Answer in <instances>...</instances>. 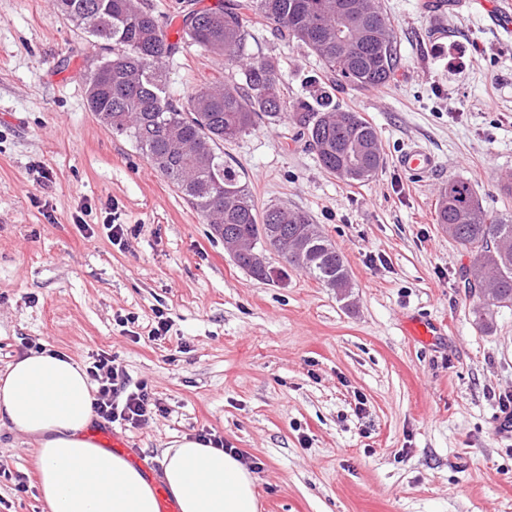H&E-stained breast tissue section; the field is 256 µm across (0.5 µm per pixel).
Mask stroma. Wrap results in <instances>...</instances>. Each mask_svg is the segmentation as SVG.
<instances>
[{"mask_svg":"<svg viewBox=\"0 0 512 512\" xmlns=\"http://www.w3.org/2000/svg\"><path fill=\"white\" fill-rule=\"evenodd\" d=\"M401 67L384 88L340 87L336 102L377 130L371 182L323 170L292 123L225 144L258 208L311 213L344 255L342 299L303 272L261 280L240 268L196 209L127 138L90 112L83 73L99 52L53 0H0V371L32 338L80 365L116 356L164 410L119 426L159 461L207 431L252 467L261 512H512V306L476 321L459 270L472 257L435 221L438 190L469 180L512 214V35L487 0H381ZM248 52L276 58L295 95L319 73L305 49L256 28ZM222 58L181 48L168 64L178 97L223 77ZM422 143L425 178L396 156ZM137 232L112 244L105 227ZM169 332L149 339L157 312ZM438 335L410 334V321ZM0 512H44L36 460L0 431Z\"/></svg>","mask_w":512,"mask_h":512,"instance_id":"obj_1","label":"stroma"}]
</instances>
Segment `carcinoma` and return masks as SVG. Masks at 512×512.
<instances>
[{
	"label": "carcinoma",
	"mask_w": 512,
	"mask_h": 512,
	"mask_svg": "<svg viewBox=\"0 0 512 512\" xmlns=\"http://www.w3.org/2000/svg\"><path fill=\"white\" fill-rule=\"evenodd\" d=\"M358 6L368 35L343 38L338 30L345 4ZM57 10L91 33L104 54L84 74L89 111L108 130L133 141L149 164L168 179L207 224H221L219 239L264 247L265 234L280 229L281 248L293 253L285 265L346 295L352 288L344 257L302 209L256 208L239 170L224 161V144L261 123L283 118L296 125L330 174L349 183L372 180L384 156L376 129L356 112L333 102L338 86H386L399 71L397 41L380 0H218L183 14L178 41L169 39L149 9L135 0H55ZM262 19L277 39L303 47L319 63L311 81L315 104L290 95L288 76L272 58L247 54L251 22ZM224 57L238 67L224 80L201 85L185 101L172 99L166 66L183 45ZM436 222L473 256L466 268L476 284L475 318L485 322L496 307L512 306V215L483 205L472 184L448 181L439 192ZM237 265L257 279L273 268L246 254Z\"/></svg>",
	"instance_id": "cac0c4a2"
}]
</instances>
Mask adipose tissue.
I'll list each match as a JSON object with an SVG mask.
<instances>
[{"label": "adipose tissue", "mask_w": 512, "mask_h": 512, "mask_svg": "<svg viewBox=\"0 0 512 512\" xmlns=\"http://www.w3.org/2000/svg\"><path fill=\"white\" fill-rule=\"evenodd\" d=\"M93 402L85 370L60 353H31L0 374V429L32 445L47 512H157L145 475L88 438ZM161 467L179 512H259L237 455L185 436L164 449Z\"/></svg>", "instance_id": "ef3b65f1"}]
</instances>
